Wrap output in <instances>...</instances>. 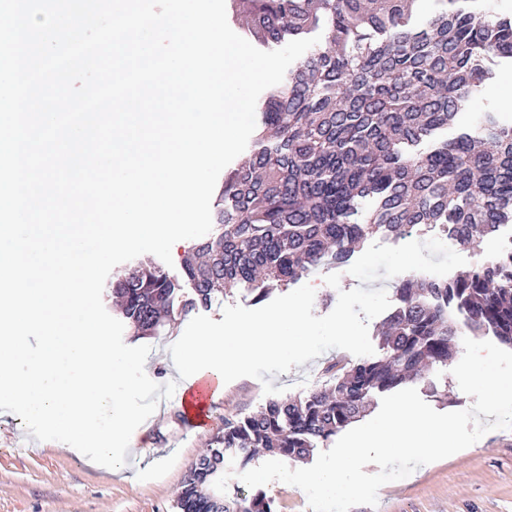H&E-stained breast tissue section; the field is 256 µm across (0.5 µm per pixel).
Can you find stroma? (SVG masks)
I'll return each instance as SVG.
<instances>
[{
    "label": "stroma",
    "instance_id": "obj_1",
    "mask_svg": "<svg viewBox=\"0 0 512 512\" xmlns=\"http://www.w3.org/2000/svg\"><path fill=\"white\" fill-rule=\"evenodd\" d=\"M512 114V80L496 74L483 86L460 123L469 126L483 113ZM438 229L422 225L403 237L368 238L348 264H323L305 277L315 289L313 310L323 316L335 307L339 290L355 287L393 290L399 267L445 279L490 260L496 249L492 237L449 250ZM341 276L339 288L324 278ZM187 319L159 336L138 338L125 330L130 346L145 344L151 352L145 372L156 383L173 379L170 346L183 334ZM330 349L284 374L274 386L288 394H303L327 381L324 369L345 357ZM435 388L417 384L420 397L434 410L470 408L473 397L463 393L450 370H442ZM268 400L260 381L243 377L224 387L215 401L207 427L183 424L177 398L160 400L155 412L133 433L126 463L119 471L95 468L86 458L61 450L59 442L39 441L21 418L0 411V512H177L176 503L190 466L207 448L223 419L251 414ZM350 512H512V430H493L467 449L417 468L409 477L384 484L376 506L358 505Z\"/></svg>",
    "mask_w": 512,
    "mask_h": 512
}]
</instances>
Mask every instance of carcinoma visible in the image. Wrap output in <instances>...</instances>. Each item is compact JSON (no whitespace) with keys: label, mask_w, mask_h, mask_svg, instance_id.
Wrapping results in <instances>:
<instances>
[{"label":"carcinoma","mask_w":512,"mask_h":512,"mask_svg":"<svg viewBox=\"0 0 512 512\" xmlns=\"http://www.w3.org/2000/svg\"><path fill=\"white\" fill-rule=\"evenodd\" d=\"M416 2L231 0L264 45L320 27L326 46L267 89L256 148L225 175L214 231L182 259L191 295L180 298L151 263L112 280L110 297L131 327L154 335L238 286L260 302L320 264L348 262L377 234L438 225L466 246L512 222V127L488 113L437 140L492 78L483 58L512 59V21L441 0L415 26ZM367 198L374 207L362 211ZM463 329L512 346V256L448 280L401 278L379 327L381 356L338 361L327 368L330 386L224 419L185 476L178 512H215L198 487L214 484L229 461L306 460L378 395L431 383L457 357ZM222 512H274L273 500L228 491Z\"/></svg>","instance_id":"1"}]
</instances>
